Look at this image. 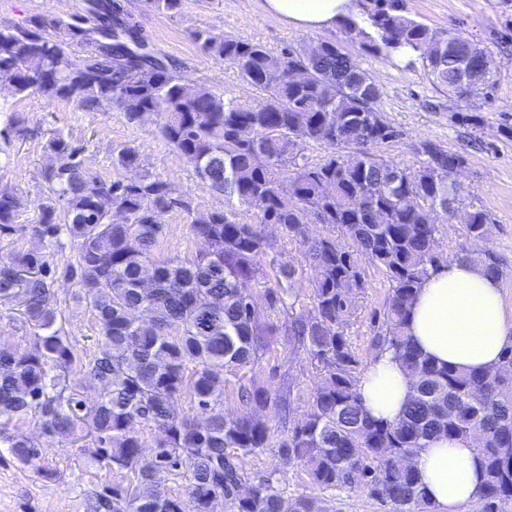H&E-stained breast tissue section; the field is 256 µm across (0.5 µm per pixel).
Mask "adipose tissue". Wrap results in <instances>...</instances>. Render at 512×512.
Wrapping results in <instances>:
<instances>
[{
  "mask_svg": "<svg viewBox=\"0 0 512 512\" xmlns=\"http://www.w3.org/2000/svg\"><path fill=\"white\" fill-rule=\"evenodd\" d=\"M262 5L270 14L310 31L334 28L358 11L356 0H263ZM409 331L416 346L438 362L491 369L512 346V315L498 279L474 264L452 260L419 289ZM359 389L370 415L391 421L401 414L411 381L400 362L385 352L371 357ZM414 467L442 512H459L481 497L479 460L469 440L434 439L419 451Z\"/></svg>",
  "mask_w": 512,
  "mask_h": 512,
  "instance_id": "1",
  "label": "adipose tissue"
}]
</instances>
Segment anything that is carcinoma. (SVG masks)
Wrapping results in <instances>:
<instances>
[{
  "label": "carcinoma",
  "instance_id": "carcinoma-1",
  "mask_svg": "<svg viewBox=\"0 0 512 512\" xmlns=\"http://www.w3.org/2000/svg\"><path fill=\"white\" fill-rule=\"evenodd\" d=\"M140 3L143 11L176 13L183 0ZM343 25L369 51L411 53L450 92L462 77L475 94L493 84L487 48L460 33L437 34L404 14L403 0L362 2L360 19ZM92 29L105 37L91 42ZM194 40L262 96L242 107L174 61L149 54L143 29L117 0H87L85 13L68 20L0 22V72L13 75L14 96L63 98L82 112L116 107L132 123L161 116L162 139L212 190L255 219L241 223L232 208L197 212L186 194L149 173L134 183L103 182L83 169L80 148L60 134L50 139L42 172L48 194L37 223L15 225L18 199L0 190V234L29 230L49 245L63 234L70 238L65 274L77 278L78 298L94 312L100 339L83 360L58 325L54 254L20 251L0 265V300L21 299L34 338L29 350L0 347V440L47 479L55 473L38 449L6 434L5 424L31 416L49 438L82 442L79 452L91 463L130 476L101 495L97 507L106 512H209L218 495L231 512H327L320 499L286 495L270 476L251 483V497L237 495L246 481L242 456L269 447L270 431L252 411L224 415V373L255 364L282 333L322 373L304 418L278 444L288 460L307 467L314 485L363 487L392 512H429L413 458L436 437L471 439L484 477L483 512H512V378L499 377L512 368V346L493 369L460 370L436 364L408 335L414 297L444 263L435 253L442 221L463 224L474 244L453 259L503 276L487 246L488 214L462 205L456 175L464 158L433 141L419 146L425 161L416 171L376 154L373 148L396 138L379 108L380 88L333 43L310 57L296 48L275 55L258 42L206 29ZM310 143L341 154L311 165L303 161ZM140 164L133 145L112 150L115 169ZM104 193L118 196L125 222L114 223L96 206ZM173 210L189 215L191 231L208 245L194 261L152 257L163 217ZM312 217L331 232L303 234ZM265 224L299 242L314 271L311 310L289 313L280 329L269 312L285 305V288L303 268L281 265L267 305L258 304L251 283L266 278L261 259L272 248ZM334 230L353 248L338 244ZM368 267L389 283L374 346L391 351L413 385L394 421L363 407L360 362L346 334L368 288ZM72 370L98 388L94 404L67 391L63 376ZM182 397L202 418L177 411ZM238 397L283 417L291 411L288 390L273 396L244 386ZM146 424L162 433L160 451L149 457L142 453ZM181 469L188 478L183 492L162 495L158 486Z\"/></svg>",
  "mask_w": 512,
  "mask_h": 512
}]
</instances>
